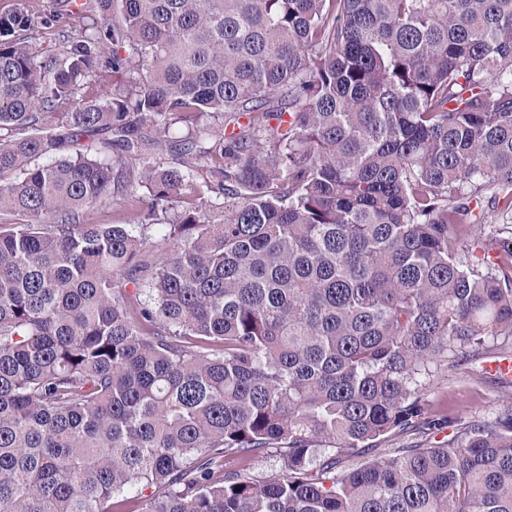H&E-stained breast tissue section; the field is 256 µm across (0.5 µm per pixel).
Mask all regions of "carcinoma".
Instances as JSON below:
<instances>
[{
  "label": "carcinoma",
  "mask_w": 512,
  "mask_h": 512,
  "mask_svg": "<svg viewBox=\"0 0 512 512\" xmlns=\"http://www.w3.org/2000/svg\"><path fill=\"white\" fill-rule=\"evenodd\" d=\"M11 216L0 512H512V0H15ZM130 219L131 217L123 209L112 206V202H110L106 207L93 209L88 215L87 222L90 224H121ZM431 371L420 380L428 396L465 417H494L512 404V379L511 383L504 382L487 374L483 380H472L467 366L448 372ZM449 430L436 436H426L421 434L404 433L398 436H392L388 441L383 443L380 448H402L411 445H421L422 448L434 445L436 440H440L448 435Z\"/></svg>",
  "instance_id": "carcinoma-1"
}]
</instances>
